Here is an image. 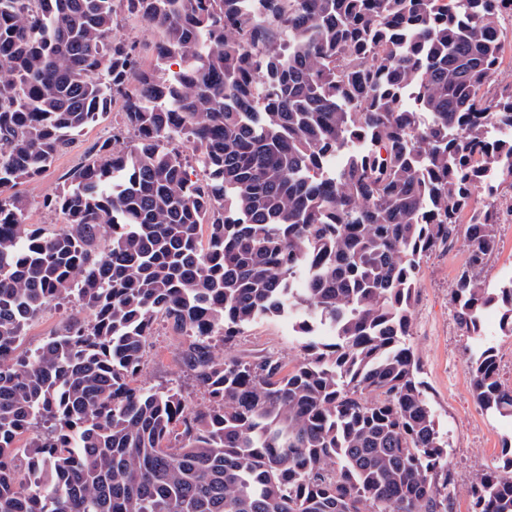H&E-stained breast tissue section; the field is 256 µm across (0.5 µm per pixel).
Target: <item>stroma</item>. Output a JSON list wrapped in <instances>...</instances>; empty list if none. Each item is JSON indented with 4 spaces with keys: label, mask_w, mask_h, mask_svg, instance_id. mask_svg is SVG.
<instances>
[{
    "label": "stroma",
    "mask_w": 512,
    "mask_h": 512,
    "mask_svg": "<svg viewBox=\"0 0 512 512\" xmlns=\"http://www.w3.org/2000/svg\"><path fill=\"white\" fill-rule=\"evenodd\" d=\"M118 119L117 112H110L106 120L74 135L51 167L34 180L17 186L16 191L25 203L26 224L45 233L64 229V216L44 208L43 200L62 189L72 171L87 160L98 141L111 133ZM497 240L498 247L481 274L489 288L512 281V226L498 225ZM466 260L467 243L461 237L423 260L408 338L418 360V378L441 431L448 437L454 512H472L470 487L477 472L501 470L512 459V420L486 413L478 406L472 395L470 369L472 357L485 348H493L498 357L499 378L512 386V335L501 330V312L494 307L485 309L479 333H471L458 323L452 292ZM88 317V310L74 299L48 305L26 327L17 354L40 347L72 321ZM188 343V338L170 324L156 321L142 366L131 379V386L157 388L179 384L189 407L205 405L202 389L194 386L183 363ZM213 343L217 355L245 361L273 354L291 365L304 357L294 322L285 316L253 322L231 344H224L218 335Z\"/></svg>",
    "instance_id": "1"
}]
</instances>
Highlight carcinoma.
<instances>
[{"label":"carcinoma","mask_w":512,"mask_h":512,"mask_svg":"<svg viewBox=\"0 0 512 512\" xmlns=\"http://www.w3.org/2000/svg\"><path fill=\"white\" fill-rule=\"evenodd\" d=\"M507 11L0 0V512H453L451 478L436 482L448 442L407 336L421 262L461 235L459 323L478 332L496 305L512 334V282L479 277L500 223L485 169L512 180V136L487 138L512 131V87L486 89ZM125 14L160 30L153 64L118 35ZM116 100L112 135L43 201L66 227L29 228L11 190ZM71 297L90 318L14 357L27 323ZM285 313L297 364L215 355V334ZM159 315L190 338L202 408L178 387L129 385ZM470 368L480 408L512 419L492 348ZM471 494L475 512H512V460Z\"/></svg>","instance_id":"1"}]
</instances>
